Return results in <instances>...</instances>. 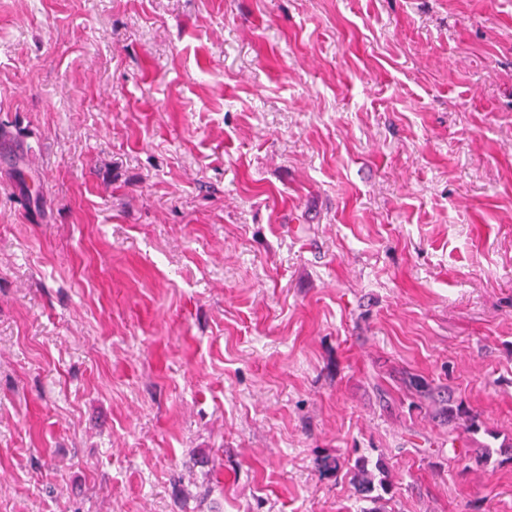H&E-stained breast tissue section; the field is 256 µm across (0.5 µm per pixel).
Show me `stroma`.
Returning a JSON list of instances; mask_svg holds the SVG:
<instances>
[{
	"label": "stroma",
	"mask_w": 512,
	"mask_h": 512,
	"mask_svg": "<svg viewBox=\"0 0 512 512\" xmlns=\"http://www.w3.org/2000/svg\"><path fill=\"white\" fill-rule=\"evenodd\" d=\"M0 127V512H512V0H0ZM355 490L360 495V499L364 501H376L381 499L378 496H371L374 491V475L372 470L367 467L364 459H358L353 466Z\"/></svg>",
	"instance_id": "35a3bbf8"
}]
</instances>
